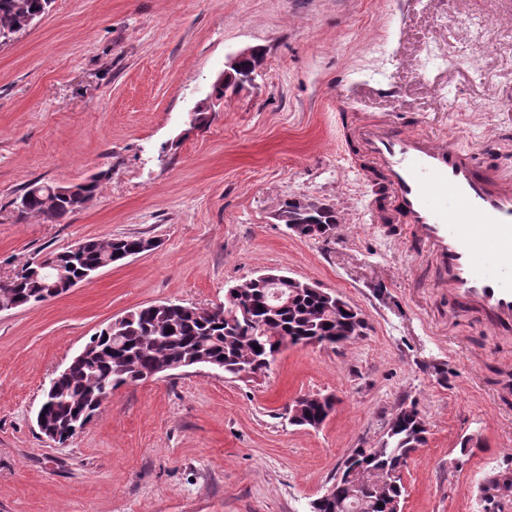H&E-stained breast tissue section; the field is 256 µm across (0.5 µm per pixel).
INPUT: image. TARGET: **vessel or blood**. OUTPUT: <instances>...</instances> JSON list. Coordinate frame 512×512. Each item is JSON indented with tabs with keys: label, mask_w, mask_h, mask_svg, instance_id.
<instances>
[{
	"label": "vessel or blood",
	"mask_w": 512,
	"mask_h": 512,
	"mask_svg": "<svg viewBox=\"0 0 512 512\" xmlns=\"http://www.w3.org/2000/svg\"><path fill=\"white\" fill-rule=\"evenodd\" d=\"M356 137L398 221L434 256L439 287L493 327L512 329V181L473 154L390 122L360 126Z\"/></svg>",
	"instance_id": "vessel-or-blood-1"
}]
</instances>
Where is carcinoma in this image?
<instances>
[{"label": "carcinoma", "instance_id": "carcinoma-1", "mask_svg": "<svg viewBox=\"0 0 512 512\" xmlns=\"http://www.w3.org/2000/svg\"><path fill=\"white\" fill-rule=\"evenodd\" d=\"M51 0H0V34L11 36L25 26L26 18L47 11ZM265 59V49L257 48L251 61L241 64V76L257 75ZM70 196L55 193V186L32 184L20 196V213L60 223L83 208L93 198L100 180L76 185ZM278 219L288 229L299 228L302 238L333 236L341 223L334 205L313 199H288L283 202ZM147 238L120 236L107 241L89 240L77 260L70 249L44 257L49 270L36 272V262H28L5 283H0V302L16 307L55 298L67 288L52 277L60 267L68 278L85 281V271L116 263L120 254L144 248ZM282 298L272 297L273 291ZM272 289L262 279L253 277L230 288L224 303L202 308L163 302L142 306L124 314L120 326L108 334L100 331L91 337L90 357L75 366L58 382V391L44 392L58 426L67 425L68 417L89 405L88 396L99 392L102 382L117 388L144 379L149 370L161 373L192 359L201 365L218 361L224 373L243 378L252 372L267 370L279 352L283 340L305 344L347 343L359 336L357 308L336 296L317 291L305 281L284 280ZM323 406L314 395L293 402L290 420L298 426L317 422ZM426 421L416 405L399 409L394 425L386 434V447L365 455L356 448L347 461L367 470L385 474L358 500L344 481L332 480L324 493L310 503V512H402L406 496L403 477L387 473L407 467L408 460L426 443Z\"/></svg>", "mask_w": 512, "mask_h": 512}]
</instances>
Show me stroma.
Wrapping results in <instances>:
<instances>
[{"mask_svg": "<svg viewBox=\"0 0 512 512\" xmlns=\"http://www.w3.org/2000/svg\"><path fill=\"white\" fill-rule=\"evenodd\" d=\"M266 50L252 84L192 122L228 55ZM393 122L512 179V10L505 0H52L0 46V280L85 239L139 235L152 252L0 313V512H310L354 448L407 404L426 445L403 512H512V333L437 288L399 222L370 220L371 170L345 139ZM100 177L62 223L22 216L35 182ZM335 205L334 237L301 238L285 200ZM268 269L360 309L364 336L295 345L263 374L206 367L113 390L68 444L36 413L50 379L125 312L210 307ZM304 394L337 404L291 424ZM477 448L462 455L465 439Z\"/></svg>", "mask_w": 512, "mask_h": 512, "instance_id": "35a3bbf8", "label": "stroma"}]
</instances>
